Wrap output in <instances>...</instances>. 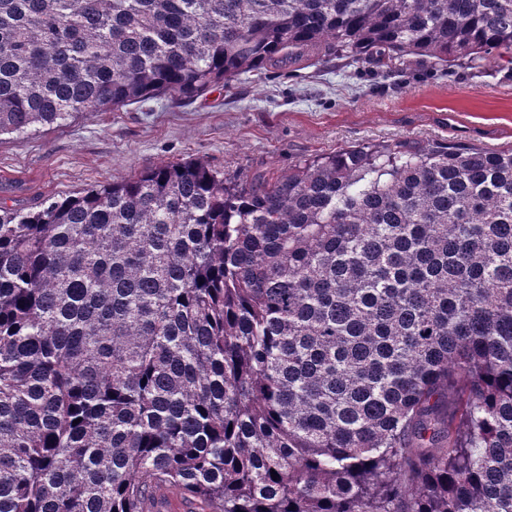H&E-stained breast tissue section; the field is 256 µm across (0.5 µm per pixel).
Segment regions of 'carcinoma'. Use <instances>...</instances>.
<instances>
[{
    "instance_id": "1",
    "label": "carcinoma",
    "mask_w": 512,
    "mask_h": 512,
    "mask_svg": "<svg viewBox=\"0 0 512 512\" xmlns=\"http://www.w3.org/2000/svg\"><path fill=\"white\" fill-rule=\"evenodd\" d=\"M309 49L511 64L512 0H0V136ZM162 485L203 512H512V148L189 160L0 205V512Z\"/></svg>"
}]
</instances>
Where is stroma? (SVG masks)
<instances>
[{
	"label": "stroma",
	"mask_w": 512,
	"mask_h": 512,
	"mask_svg": "<svg viewBox=\"0 0 512 512\" xmlns=\"http://www.w3.org/2000/svg\"><path fill=\"white\" fill-rule=\"evenodd\" d=\"M400 138L512 146V64L446 68L408 56L391 72L313 51L190 102L166 97L0 138V205L27 210L188 158L272 176L342 146Z\"/></svg>",
	"instance_id": "obj_1"
}]
</instances>
